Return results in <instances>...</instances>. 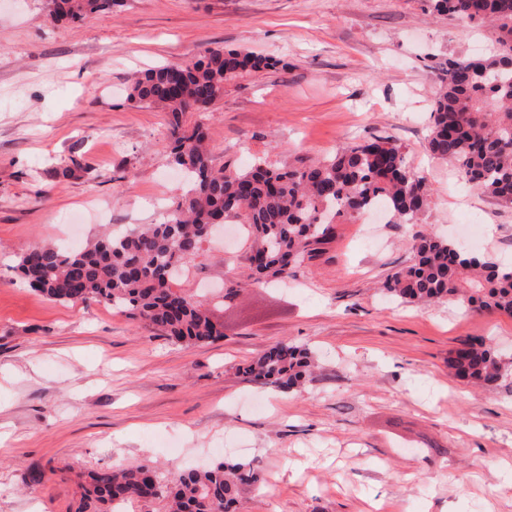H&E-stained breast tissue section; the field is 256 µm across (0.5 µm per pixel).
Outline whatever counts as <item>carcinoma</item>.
Returning a JSON list of instances; mask_svg holds the SVG:
<instances>
[{"label": "carcinoma", "instance_id": "1", "mask_svg": "<svg viewBox=\"0 0 512 512\" xmlns=\"http://www.w3.org/2000/svg\"><path fill=\"white\" fill-rule=\"evenodd\" d=\"M116 0H47L53 21L81 22L112 9ZM437 15L487 22L500 51L491 57L450 60L432 110L429 152L457 166L484 193L512 204V0H428ZM270 57L222 46L141 73L128 100L168 114L170 162L183 170L188 190L167 219L107 229L76 251L36 244L17 269L50 301L104 302L175 343L209 344L224 322L208 305L173 287L175 271L199 251L218 219L244 225L251 241L250 274L224 286L218 306L249 284L283 281L327 244L335 225L377 207L391 219L415 224L431 196L404 147L391 137L341 146L298 166L248 169L213 165L207 128L185 125L188 112L204 115L224 96L226 83L276 67ZM412 261L388 277L387 296L407 305L454 301L468 310L512 315V269L432 232H417ZM311 351L283 343L242 368V375L281 391L301 386ZM456 378L495 388L509 371L496 347L468 342L448 358ZM169 512H237L246 492L262 483L252 464L221 462L166 479L148 464L122 465L90 476L75 512H121L144 499L153 482Z\"/></svg>", "mask_w": 512, "mask_h": 512}]
</instances>
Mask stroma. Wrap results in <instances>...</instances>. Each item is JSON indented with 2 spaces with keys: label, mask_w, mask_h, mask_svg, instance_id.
I'll use <instances>...</instances> for the list:
<instances>
[{
  "label": "stroma",
  "mask_w": 512,
  "mask_h": 512,
  "mask_svg": "<svg viewBox=\"0 0 512 512\" xmlns=\"http://www.w3.org/2000/svg\"><path fill=\"white\" fill-rule=\"evenodd\" d=\"M46 0H0V512H75L89 472L163 476L224 459L264 481L239 512H512V374L486 391L448 371L462 343L512 359V316L387 300L416 231L512 265V205L426 150L441 63L498 53L484 23L425 0H123L79 23ZM216 45L276 59L228 83L207 117L215 166L299 164L391 136L432 189L418 224L364 215L284 284L245 288L224 337L175 344L102 302H52L17 270L30 246L164 220L185 191L168 117L131 77ZM84 167L53 177L70 158ZM86 213L84 224L64 217ZM247 233L206 241L175 282L218 294L246 270ZM312 350L290 392L237 369L271 347ZM42 483L28 481L30 469Z\"/></svg>",
  "instance_id": "35a3bbf8"
}]
</instances>
